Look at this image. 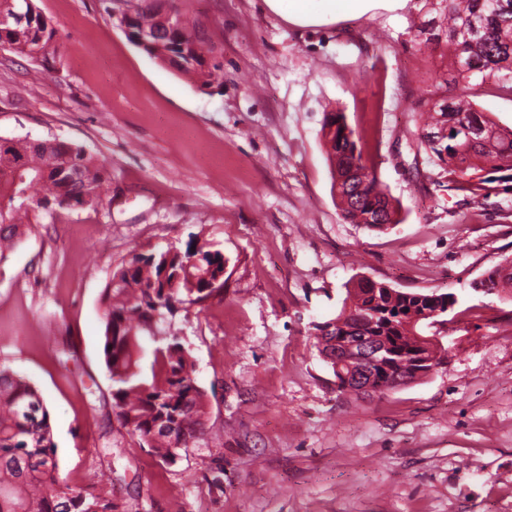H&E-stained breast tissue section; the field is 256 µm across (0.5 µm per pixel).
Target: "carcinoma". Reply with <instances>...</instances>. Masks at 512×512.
Returning a JSON list of instances; mask_svg holds the SVG:
<instances>
[{"label": "carcinoma", "mask_w": 512, "mask_h": 512, "mask_svg": "<svg viewBox=\"0 0 512 512\" xmlns=\"http://www.w3.org/2000/svg\"><path fill=\"white\" fill-rule=\"evenodd\" d=\"M448 48L454 79L469 85L494 80L512 93V0H446ZM126 37L149 57L173 65L200 87L217 80L220 65L209 63L206 38L181 17L156 33L153 17L136 12ZM57 29L33 0H0V50L46 59ZM444 120L422 133V142L448 165V189L475 203L501 190L512 191V129L476 110L462 93L448 100ZM333 188L342 217L381 230L398 223L397 209L363 160L355 132L340 112L325 115ZM106 168L83 148L62 141L0 140V262L30 223L29 213L94 208ZM224 253L192 241L135 253L104 289L103 354L112 382V409L121 426L158 462L194 447L205 434L207 394L199 385L189 346L172 327L186 313L224 287ZM476 288H512V261L498 266ZM452 293H407L362 279L346 290L336 318L316 325L318 335L337 344L374 336L387 345L388 360L367 380L385 392L399 377L416 379L427 355L439 361L438 345L423 331L448 322ZM154 343L149 368L142 366L144 340ZM55 445L48 410L38 390L0 366V512H118L112 493H88L57 480Z\"/></svg>", "instance_id": "cac0c4a2"}]
</instances>
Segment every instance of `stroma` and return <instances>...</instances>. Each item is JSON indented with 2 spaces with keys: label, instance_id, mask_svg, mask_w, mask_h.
Wrapping results in <instances>:
<instances>
[{
  "label": "stroma",
  "instance_id": "35a3bbf8",
  "mask_svg": "<svg viewBox=\"0 0 512 512\" xmlns=\"http://www.w3.org/2000/svg\"><path fill=\"white\" fill-rule=\"evenodd\" d=\"M177 3L214 47L215 86L130 43L101 0H34L57 29L49 61L0 51V139L64 141L112 174L97 207L32 216L0 264V365L45 401L56 478L84 488L97 472L132 512H512V290L473 289L512 260V194L473 205L420 138L421 114L461 92L445 0L309 26L263 0ZM470 98L512 126L511 94ZM328 112L359 135L397 224L343 219ZM192 240L227 260L223 290L175 318L224 445L167 466L112 411L101 297L133 253ZM362 277L456 296L438 374L337 389L314 326Z\"/></svg>",
  "mask_w": 512,
  "mask_h": 512
}]
</instances>
